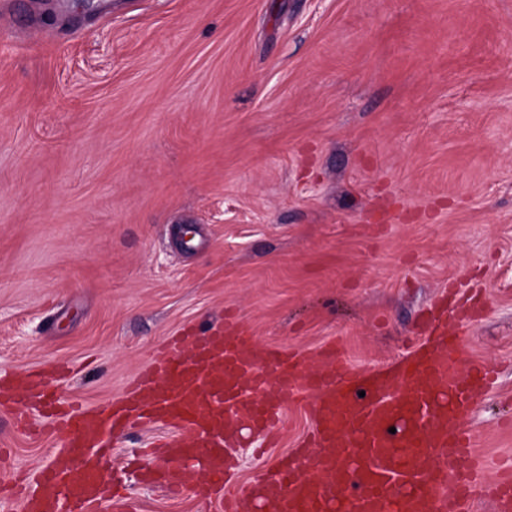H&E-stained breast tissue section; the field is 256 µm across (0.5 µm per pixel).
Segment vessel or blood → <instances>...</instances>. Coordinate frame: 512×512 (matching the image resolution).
Instances as JSON below:
<instances>
[{
	"label": "vessel or blood",
	"instance_id": "1",
	"mask_svg": "<svg viewBox=\"0 0 512 512\" xmlns=\"http://www.w3.org/2000/svg\"><path fill=\"white\" fill-rule=\"evenodd\" d=\"M452 309L436 311L424 340L382 370L362 372L336 350H322L315 370L276 347H259L249 331L224 322L189 337L182 356L165 349L125 396L105 407L75 409L58 399L46 371L0 376V407L41 408L62 444L22 497V512H92L114 497L104 462L131 422H163L161 442L176 461L204 471L201 496L213 512H470L478 494L512 512V466L499 483L479 482L485 460L463 422L487 373L464 365ZM303 402L312 428L306 472L282 461L252 483L229 478L227 450L242 426L281 429L285 399Z\"/></svg>",
	"mask_w": 512,
	"mask_h": 512
}]
</instances>
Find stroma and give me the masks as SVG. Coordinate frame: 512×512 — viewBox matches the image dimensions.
Masks as SVG:
<instances>
[{"label": "stroma", "mask_w": 512, "mask_h": 512, "mask_svg": "<svg viewBox=\"0 0 512 512\" xmlns=\"http://www.w3.org/2000/svg\"><path fill=\"white\" fill-rule=\"evenodd\" d=\"M193 228L181 244L177 228ZM480 306L467 420L512 458V0H0V373L65 366L119 400L184 326L357 369L403 355L441 300ZM233 449L239 482L311 427ZM0 411V485L59 437ZM171 429L112 443L138 512H210L144 482Z\"/></svg>", "instance_id": "35a3bbf8"}]
</instances>
